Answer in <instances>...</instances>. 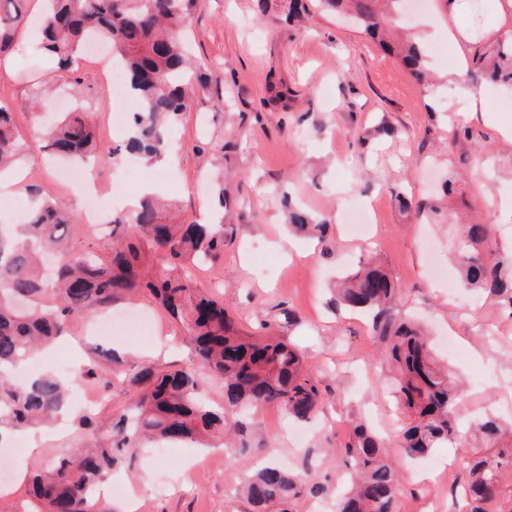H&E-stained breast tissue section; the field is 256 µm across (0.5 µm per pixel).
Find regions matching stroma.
I'll list each match as a JSON object with an SVG mask.
<instances>
[{
	"instance_id": "stroma-1",
	"label": "stroma",
	"mask_w": 512,
	"mask_h": 512,
	"mask_svg": "<svg viewBox=\"0 0 512 512\" xmlns=\"http://www.w3.org/2000/svg\"><path fill=\"white\" fill-rule=\"evenodd\" d=\"M408 29L420 37L425 65L435 77L425 86L359 30L311 8L299 21L285 22L281 0H200L188 35L195 56L215 79L194 91L173 136L167 159L142 165L129 195L144 185L176 204L184 223L226 220L232 233L224 255L200 265L201 286L223 296L240 328L258 333L276 326L285 310L297 323L290 339L302 351L310 373L326 388V401L295 441V420L276 405L227 414V425L243 424L229 445L200 448L175 443L164 453H141L118 463L112 481L122 497L99 490L94 512H249L238 494L256 461L269 458L309 483L337 484L344 464L340 450L351 435L350 421L364 416L395 443L398 408L381 389L374 361L381 349L361 315L332 304L337 278L375 251L400 288V307L432 337L439 358L466 385L454 407L463 424L485 413L512 423V317L495 301L462 288L454 270L464 224H490L484 246L489 259L512 255V88L480 79L477 60L498 41L491 24V0H472L459 22L480 26L479 37L447 56L439 38H424L425 21L435 19L442 0H429ZM7 55L12 75L0 77V103L18 107L17 134L27 145L22 165L40 168V180H24L15 196L58 193L73 214L83 197L58 178L44 148L41 120L49 112L81 107L94 116L105 146L125 141V129L108 130L103 108L109 99L93 61L74 70L81 97L57 89L49 109H36L40 80L53 63L34 47L33 30ZM487 101L474 112L448 96L458 68ZM469 137H453V125ZM454 180L448 198L438 192ZM439 203L443 213L416 219L404 214L395 196ZM328 218L325 241L296 235L288 205ZM113 312L141 310L155 320L153 335L113 336L111 351L123 356L111 390L93 408L97 417L118 420L129 396L124 376L139 359L164 365L190 361L183 329L162 309L142 299L123 300ZM86 436L67 421L44 435L39 454H25V469L46 465L56 452L77 451ZM421 463L400 468L404 493L400 512H459L454 487L460 470L428 481Z\"/></svg>"
}]
</instances>
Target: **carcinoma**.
Listing matches in <instances>:
<instances>
[{"label": "carcinoma", "instance_id": "obj_1", "mask_svg": "<svg viewBox=\"0 0 512 512\" xmlns=\"http://www.w3.org/2000/svg\"><path fill=\"white\" fill-rule=\"evenodd\" d=\"M27 0H0V56L11 49L28 20ZM37 21L42 50L54 56L61 72L83 49L107 51L118 60L136 109L131 136L104 149L93 117L64 112L45 138L52 155L71 161L98 152L116 161L127 153L147 160L164 156L172 125L188 108L184 73L194 67L206 89V70L189 56L183 32L197 0H45ZM323 9L347 14L361 33L393 54L414 77L425 79L422 53L410 38L394 39L390 26L402 0H316ZM486 77L512 87V49L500 48ZM15 107L0 106V171L15 164L25 145L17 139ZM104 245L105 263L70 250L73 216L48 193L38 196L13 237L0 235V443L6 432L24 431L54 419L67 406L69 380L41 376L17 382L11 372L37 350L53 344L87 312L141 295L186 327L197 365L162 370L137 367L126 384L135 413L111 427L106 441L81 453L61 456L32 473L30 512H90L95 486L123 454L153 442L226 435L224 410L275 403L302 421L322 403L319 383L308 373L301 352L287 336H250L224 308V300L198 284L200 261L224 253L223 224H174L164 206L144 197L132 212H117ZM289 224L304 233H323L307 213L289 211ZM491 225L465 227L458 255L461 285L499 297L512 310V263L489 261L483 245ZM336 307L366 312L373 335L385 347L393 374L391 392L404 414L397 448L391 449L363 424H357L341 453L353 483L336 501V512H399L400 462L451 444L460 449L459 467L465 512H495L500 481L512 469V427L488 419L475 432L493 453L472 456L453 408L464 393L448 368L438 363L427 337L399 308L393 278L372 259L347 274L336 288ZM224 383V407L213 409L201 396L202 374ZM303 477L270 463L256 470L244 488L251 512H274L297 496Z\"/></svg>", "mask_w": 512, "mask_h": 512}]
</instances>
